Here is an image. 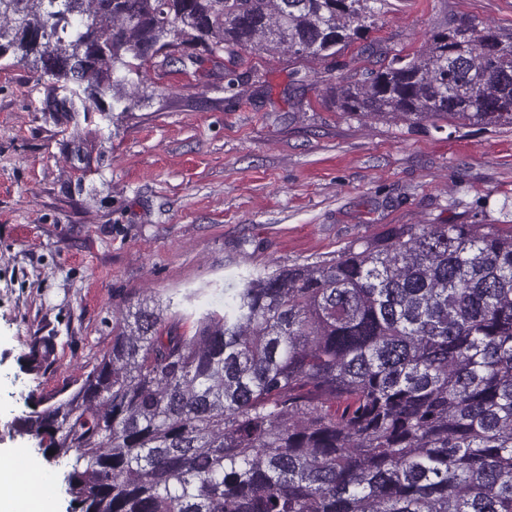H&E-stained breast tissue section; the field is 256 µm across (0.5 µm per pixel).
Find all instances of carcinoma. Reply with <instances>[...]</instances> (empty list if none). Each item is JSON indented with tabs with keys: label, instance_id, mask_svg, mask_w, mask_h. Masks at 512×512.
<instances>
[{
	"label": "carcinoma",
	"instance_id": "1",
	"mask_svg": "<svg viewBox=\"0 0 512 512\" xmlns=\"http://www.w3.org/2000/svg\"><path fill=\"white\" fill-rule=\"evenodd\" d=\"M371 0H0V54L79 126L139 74L241 50L336 55ZM357 117L512 125V36L475 23L336 85ZM390 224L330 260L246 278L191 336L137 304L79 387L20 419L80 512H512V226ZM55 337L34 336L26 370ZM54 454H48V451Z\"/></svg>",
	"mask_w": 512,
	"mask_h": 512
}]
</instances>
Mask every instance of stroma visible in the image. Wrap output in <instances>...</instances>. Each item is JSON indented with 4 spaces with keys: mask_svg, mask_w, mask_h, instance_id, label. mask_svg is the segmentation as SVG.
I'll return each instance as SVG.
<instances>
[{
    "mask_svg": "<svg viewBox=\"0 0 512 512\" xmlns=\"http://www.w3.org/2000/svg\"><path fill=\"white\" fill-rule=\"evenodd\" d=\"M470 22L512 35V0H384L365 40L334 58L240 52L230 92L222 63L148 62L146 101L110 127L57 123L39 71L0 56V467L49 473L55 512H69L62 468L12 421L26 394L78 387L139 300L173 304L189 336L243 277L331 259L385 225L465 224L478 197L486 223L512 225V125L438 130L350 117L334 99L386 51L416 53ZM51 332L53 363L32 378L27 343Z\"/></svg>",
    "mask_w": 512,
    "mask_h": 512,
    "instance_id": "35a3bbf8",
    "label": "stroma"
}]
</instances>
